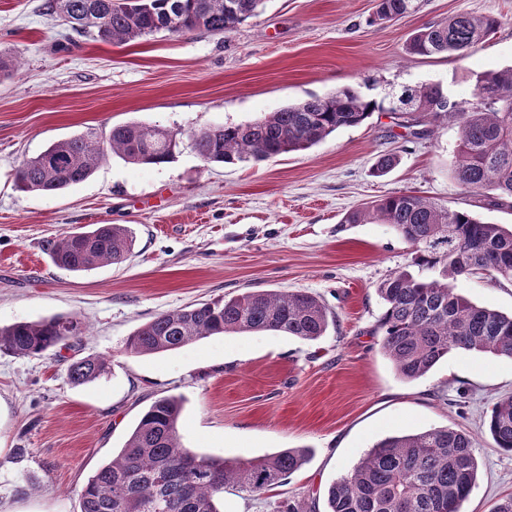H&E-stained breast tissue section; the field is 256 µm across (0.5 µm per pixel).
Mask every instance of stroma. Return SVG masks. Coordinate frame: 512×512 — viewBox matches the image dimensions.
Listing matches in <instances>:
<instances>
[{
	"instance_id": "1",
	"label": "stroma",
	"mask_w": 512,
	"mask_h": 512,
	"mask_svg": "<svg viewBox=\"0 0 512 512\" xmlns=\"http://www.w3.org/2000/svg\"><path fill=\"white\" fill-rule=\"evenodd\" d=\"M44 0H0V326L56 315L89 326L81 355L109 358L98 381L75 386L57 350L0 352V512H80V491L123 447L156 398L183 401L184 447L227 459L287 448L301 469L255 495L225 489L220 512H325L326 491L380 440L453 427L470 432L478 461L465 512L512 495V452L485 421L512 395V359L457 351L427 375L403 379L381 350L377 284L410 265L389 225L348 224L361 203L412 191L483 221L512 227V202L494 205L453 178L459 127L447 121L407 138L401 116L374 113L308 150L260 163L207 164L191 132L255 120L350 87L382 100L439 82L472 98L474 74L512 65V0H416L401 19L373 23L376 0H265L222 36L159 33L125 45L80 39L44 14ZM460 12L501 18L465 60L408 54L418 28ZM145 121L179 132L171 162L110 157L54 195L16 189L23 161L52 143ZM398 154L387 175L380 154ZM124 224L134 249L119 264L75 274L56 267L46 240L92 224ZM474 303L512 313V281L460 279ZM250 289L306 290L336 315L316 341L277 331L211 336L179 349L130 355L124 342L154 316Z\"/></svg>"
}]
</instances>
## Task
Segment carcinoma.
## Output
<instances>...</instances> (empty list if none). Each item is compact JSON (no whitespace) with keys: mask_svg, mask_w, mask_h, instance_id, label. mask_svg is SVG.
<instances>
[{"mask_svg":"<svg viewBox=\"0 0 512 512\" xmlns=\"http://www.w3.org/2000/svg\"><path fill=\"white\" fill-rule=\"evenodd\" d=\"M264 0H46L43 9L70 22L80 37L125 44L159 32L182 36L203 30L230 33L258 15ZM416 10L415 0H377L372 22L384 24ZM97 20L91 24L88 19ZM500 25L494 16L459 13L419 28L406 51L420 56L468 58ZM408 104L416 113L413 137L429 126L458 124L454 179L467 191L512 199V67L476 76L474 97L456 99L439 83L410 89L408 98L377 102L343 87L269 112L252 122L218 125L192 133L207 164L261 162L307 150L343 127L364 124L375 112ZM178 133L156 124L128 122L101 134L57 141L23 162L15 175L22 192L56 193L89 177L110 155L132 165H157L175 157ZM399 163L379 155L373 173ZM379 222L414 247L412 265L438 271L433 279L410 267L393 271L376 287L384 312L377 332L381 349L398 373L415 380L454 351L512 358V315L479 306L454 282L478 274L512 280V229L484 222L414 192L384 196L347 214L345 224ZM135 237L124 224H96L47 243L53 262L71 272L118 264ZM336 316L313 294L294 290L244 291L161 313L128 336L124 350L148 355L179 349L209 336L279 331L316 341ZM87 332L77 317L55 316L0 327V352L19 357L68 348ZM109 373L101 355L72 358L66 376L73 385ZM182 402L161 397L144 411L123 448L102 464L80 491V512H219L215 501L228 486L262 494L283 483L306 461L303 449L249 460L197 454L182 447L177 424ZM493 445L512 451V395L496 401L487 421ZM472 436L440 428L387 437L328 489V512H464L477 481Z\"/></svg>","mask_w":512,"mask_h":512,"instance_id":"cac0c4a2","label":"carcinoma"}]
</instances>
